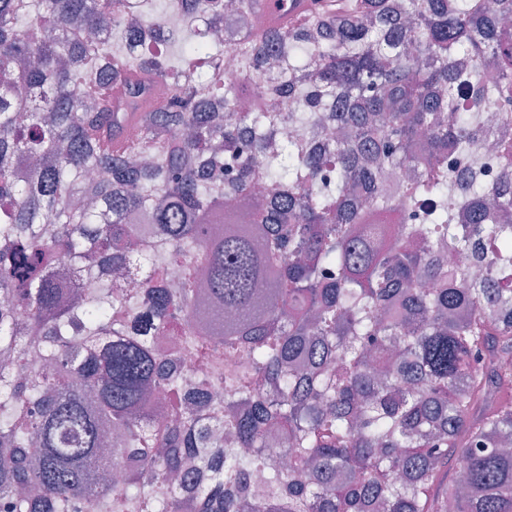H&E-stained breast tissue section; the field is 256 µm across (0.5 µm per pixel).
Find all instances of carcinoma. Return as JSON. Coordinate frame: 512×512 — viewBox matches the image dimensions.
<instances>
[{"label":"carcinoma","instance_id":"obj_1","mask_svg":"<svg viewBox=\"0 0 512 512\" xmlns=\"http://www.w3.org/2000/svg\"><path fill=\"white\" fill-rule=\"evenodd\" d=\"M151 2L0 0V512H512V0ZM220 37L224 41V45L228 46L221 57L222 64L224 65V74L232 75L244 71V59L236 51V46L243 41V37L235 28L226 29V32L220 33Z\"/></svg>","mask_w":512,"mask_h":512}]
</instances>
